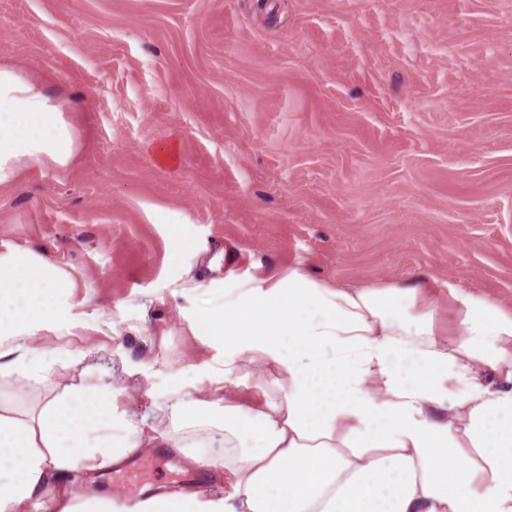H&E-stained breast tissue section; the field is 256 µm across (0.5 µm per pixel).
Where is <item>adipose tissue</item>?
<instances>
[{
  "mask_svg": "<svg viewBox=\"0 0 512 512\" xmlns=\"http://www.w3.org/2000/svg\"><path fill=\"white\" fill-rule=\"evenodd\" d=\"M66 100L0 64V185L30 164L64 167L77 139ZM230 267L224 302L190 318L224 346V375L270 371L273 393L245 408L179 399L180 428L221 432L213 468L226 497L156 493L125 504L62 484L80 460L118 464L152 437L119 419L112 395L76 386L23 421L0 414V512H512V306L449 286L450 327L429 283L332 284L300 267L262 276ZM71 276L0 243V360L17 378L47 362L31 346L78 317Z\"/></svg>",
  "mask_w": 512,
  "mask_h": 512,
  "instance_id": "adipose-tissue-1",
  "label": "adipose tissue"
}]
</instances>
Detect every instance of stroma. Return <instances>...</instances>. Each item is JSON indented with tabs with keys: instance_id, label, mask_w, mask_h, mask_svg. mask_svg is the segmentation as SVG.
I'll return each mask as SVG.
<instances>
[{
	"instance_id": "1",
	"label": "stroma",
	"mask_w": 512,
	"mask_h": 512,
	"mask_svg": "<svg viewBox=\"0 0 512 512\" xmlns=\"http://www.w3.org/2000/svg\"><path fill=\"white\" fill-rule=\"evenodd\" d=\"M0 62L77 109L69 166L0 186V240L73 277L87 328L40 337L49 368L0 375L21 417L84 385L125 382L114 411L167 433L180 397L261 400V370L224 378V347L187 314L186 273L304 268L363 285L426 277L512 305V0H0ZM177 147L164 166L155 151ZM181 222L191 249L176 252ZM142 461L138 484L118 476ZM136 499L231 493L174 448L66 480Z\"/></svg>"
}]
</instances>
